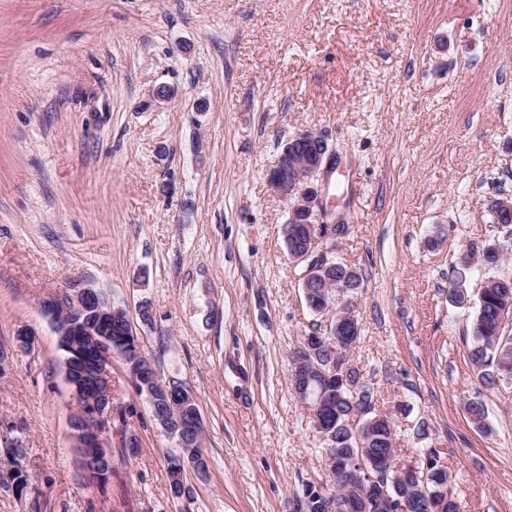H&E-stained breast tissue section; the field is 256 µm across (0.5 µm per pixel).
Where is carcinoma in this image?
Here are the masks:
<instances>
[{"label":"carcinoma","instance_id":"carcinoma-1","mask_svg":"<svg viewBox=\"0 0 512 512\" xmlns=\"http://www.w3.org/2000/svg\"><path fill=\"white\" fill-rule=\"evenodd\" d=\"M325 232V229L316 224H299L295 236L286 239L287 247L310 244V237ZM478 262L488 267L502 265L503 253L495 246H486L480 250H472L462 260V266L467 267L472 262ZM509 280L507 276L497 277L481 289L478 300V313L473 323V344L468 352L469 361L474 370L480 372L481 377L493 382L491 371L506 373L512 371V338L503 335L504 325L500 322V312L504 299L512 300V287L503 285ZM359 282V278L344 266L336 267V280L324 288H316L306 296L309 306L317 313L323 312L333 302L336 289L343 286L352 287ZM100 335L103 344L112 348V353L124 356L127 352L135 350L136 336L128 335L124 324L103 323L100 325ZM326 346L319 343V336L315 333L305 337L302 344L291 353V358L298 360L312 376L310 389L313 400L311 407L317 408L316 417L318 426L315 432L326 440L327 454L334 459L328 467V478L333 486L324 490L312 487L306 492L305 512H325L324 503L329 497H336L337 486L342 474L351 467L359 464L362 469L354 470L359 481L357 486L364 489L367 495L374 500L370 505L373 512H399L400 504L404 503L413 512H424L440 507L443 512H459L453 497L448 501L431 499V493L445 488L449 481L448 471L442 468L440 450L429 448L426 450V462L420 470L413 472L402 469L394 471L388 469L385 463L387 455L395 453L394 425L391 418L378 413L369 414L373 401V392L359 382L357 371H350V379L357 383V392L351 393L347 384L343 382L342 371L329 369L320 373L315 369L314 362L324 357ZM77 410L72 414L71 424L74 426L91 427L97 421L94 406L100 405L92 392L75 394ZM363 412L367 418L360 420L358 426L349 424V416L353 413ZM202 430L198 429L193 447L182 449V454L174 455L169 459V490L171 497L181 492L186 498L193 495L192 487L186 482L185 467L190 459L198 458L195 469L206 470L204 459ZM20 448L15 445L0 450V464L9 466L6 478L11 486L21 490L28 484V475L18 466L17 459ZM81 466L92 472H97L109 479L112 475V454L91 453L78 449Z\"/></svg>","mask_w":512,"mask_h":512}]
</instances>
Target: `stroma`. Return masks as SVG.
I'll return each instance as SVG.
<instances>
[{"label":"stroma","instance_id":"35a3bbf8","mask_svg":"<svg viewBox=\"0 0 512 512\" xmlns=\"http://www.w3.org/2000/svg\"><path fill=\"white\" fill-rule=\"evenodd\" d=\"M302 133L336 160L335 257L361 279L348 360L399 457L440 449L459 512H512V377L484 385L468 359L479 293L512 261L461 265L512 253L491 210L512 196V0H0V448L21 443L29 476L23 494L0 489V512H304L327 449L290 354L332 317L305 300L289 203L266 184ZM88 285L198 405L208 468L186 471L192 499L171 498L178 446L118 356L127 424L106 488L79 467L41 302ZM128 432L141 447L125 460ZM488 267L502 266L503 253L495 246H486L481 250H472L461 261L462 266L468 267L474 260Z\"/></svg>","mask_w":512,"mask_h":512}]
</instances>
